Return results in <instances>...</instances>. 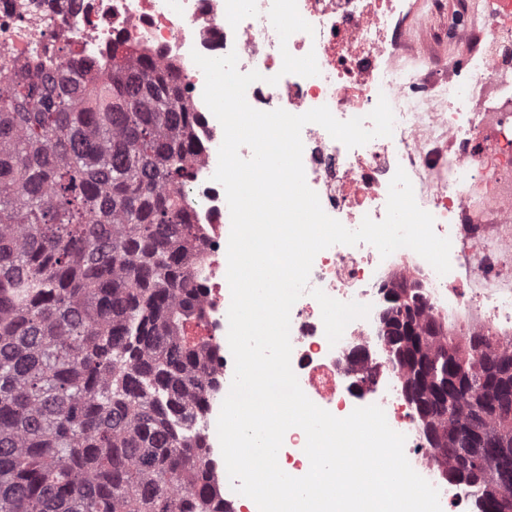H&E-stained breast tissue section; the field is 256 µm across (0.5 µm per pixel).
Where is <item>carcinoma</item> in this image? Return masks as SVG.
Returning <instances> with one entry per match:
<instances>
[{"label": "carcinoma", "mask_w": 512, "mask_h": 512, "mask_svg": "<svg viewBox=\"0 0 512 512\" xmlns=\"http://www.w3.org/2000/svg\"><path fill=\"white\" fill-rule=\"evenodd\" d=\"M79 62L40 81L0 82V512H230L201 435L187 434L214 387L206 310L190 262L199 228L181 189L201 146L197 115L169 71L148 60L87 78ZM411 335L389 361L427 447L446 460L475 512H512V485L478 426L512 438L478 383L490 357L477 333ZM489 352H473V340ZM474 378L440 413L437 384Z\"/></svg>", "instance_id": "obj_1"}]
</instances>
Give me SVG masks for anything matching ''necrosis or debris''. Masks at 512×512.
<instances>
[{
    "label": "necrosis or debris",
    "instance_id": "obj_1",
    "mask_svg": "<svg viewBox=\"0 0 512 512\" xmlns=\"http://www.w3.org/2000/svg\"><path fill=\"white\" fill-rule=\"evenodd\" d=\"M272 0H0V79L35 75L70 60L92 77L112 72V49L127 60L147 57L174 69L185 99L198 114L194 136L202 151L184 187L190 223L204 237L205 261L198 284L207 310L203 333L228 327L225 286L226 193L214 181L223 129L203 100L204 74L191 54L223 57L237 53L240 72H259L246 90L255 109L293 114L327 106L341 121L369 114L387 98L395 117L391 137L347 148L320 125H306L301 138L308 186L324 211L348 229L363 218L386 216L389 182L397 169L416 175L420 208L434 218V231L451 241V269L441 275L411 249L388 257L368 243L335 245L319 252L309 285L330 297L370 305L368 318L350 323L337 344H329L319 303L303 295L290 313L291 365L308 398L343 418L355 408L380 406L389 426L406 437L404 452L423 478L436 473L407 412L396 369L382 354L378 321L383 289L398 277L420 280L430 312L469 332L494 329L512 342V290L502 288L512 271V12L492 5L483 15L485 36L456 24L452 40L459 54L473 58L472 75L460 81L454 62L435 60L445 73L433 95L419 93L429 74L390 64L396 40L393 19L403 0H297L313 33L280 41L268 11ZM314 53L318 75L281 74L282 54ZM277 84H269L270 76ZM376 358L359 362L363 347ZM217 385L204 414L191 424L208 447H216L221 404L234 377L231 353L213 362ZM373 386H365L368 375Z\"/></svg>",
    "mask_w": 512,
    "mask_h": 512
}]
</instances>
